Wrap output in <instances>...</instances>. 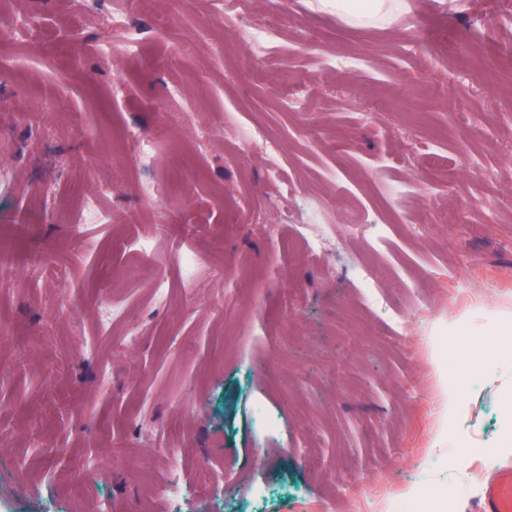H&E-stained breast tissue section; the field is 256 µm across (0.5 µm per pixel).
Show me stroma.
Returning <instances> with one entry per match:
<instances>
[{
  "label": "stroma",
  "instance_id": "obj_1",
  "mask_svg": "<svg viewBox=\"0 0 512 512\" xmlns=\"http://www.w3.org/2000/svg\"><path fill=\"white\" fill-rule=\"evenodd\" d=\"M1 30L0 512H401L423 483L471 512L512 465V0H406L384 25L310 0H0ZM224 116L279 140L280 173ZM309 193L326 256L299 243ZM363 262L394 307L365 299ZM441 346L497 372L467 375L455 420Z\"/></svg>",
  "mask_w": 512,
  "mask_h": 512
}]
</instances>
